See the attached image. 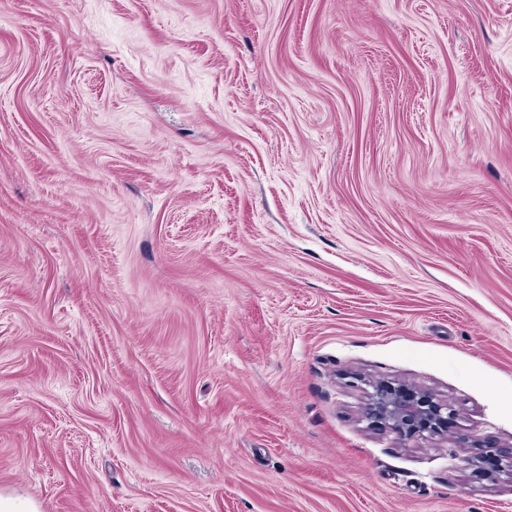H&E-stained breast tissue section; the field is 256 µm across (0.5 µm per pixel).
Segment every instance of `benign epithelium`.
<instances>
[{
	"label": "benign epithelium",
	"instance_id": "1",
	"mask_svg": "<svg viewBox=\"0 0 512 512\" xmlns=\"http://www.w3.org/2000/svg\"><path fill=\"white\" fill-rule=\"evenodd\" d=\"M364 418L401 437L437 434L448 427V406L416 387L381 382L369 393Z\"/></svg>",
	"mask_w": 512,
	"mask_h": 512
}]
</instances>
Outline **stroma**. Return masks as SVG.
<instances>
[{
	"label": "stroma",
	"instance_id": "obj_1",
	"mask_svg": "<svg viewBox=\"0 0 512 512\" xmlns=\"http://www.w3.org/2000/svg\"><path fill=\"white\" fill-rule=\"evenodd\" d=\"M450 410L371 428V383ZM512 0H0V494L512 512Z\"/></svg>",
	"mask_w": 512,
	"mask_h": 512
}]
</instances>
